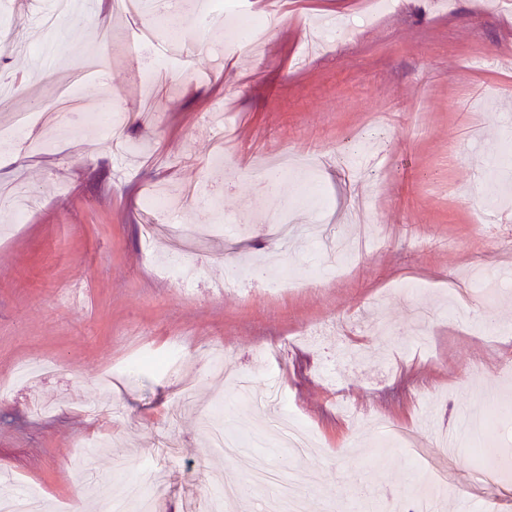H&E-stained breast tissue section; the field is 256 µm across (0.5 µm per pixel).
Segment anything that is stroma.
I'll use <instances>...</instances> for the list:
<instances>
[{
	"label": "stroma",
	"mask_w": 512,
	"mask_h": 512,
	"mask_svg": "<svg viewBox=\"0 0 512 512\" xmlns=\"http://www.w3.org/2000/svg\"><path fill=\"white\" fill-rule=\"evenodd\" d=\"M46 3L0 0L16 43L0 52V80L19 85L0 121L54 98L28 82L44 41L77 72L101 23L134 29L104 13L48 34ZM283 6L293 20L272 29L268 59L244 44L230 61L193 56L197 77H171L153 110L136 58L115 54L106 83L78 79L89 104L111 95L139 154L113 151L100 131L76 136V113L63 134L37 128L0 154V185H27L37 199L26 215L0 212L12 227L0 237V381L22 362L59 365L0 400V473L37 487L46 512H107L71 466L85 454L117 492V458L155 457L156 512L215 491L220 473L249 482L236 457L210 447L208 417L243 454L297 480L306 512H407L429 490L436 512H512V333H492L512 326V291L494 299L466 283L479 263L487 277H512V222L477 223L470 201L496 198L487 165L512 173L499 163L512 142V70L495 63L512 53V8L402 0L370 18L362 0ZM312 27L325 47L305 58ZM284 150L317 160L306 183L280 186L299 223L323 220L362 245L337 276L321 270L317 241L281 254L277 196L263 218L250 212L264 158ZM218 151L241 170L221 195L240 222L179 211V224L210 234L186 294L158 274L157 260L176 253L142 226L156 191L217 182ZM244 258L291 268L294 288L225 287ZM217 351L250 376L248 393L208 373ZM90 405L111 417L91 419ZM282 420L305 430L307 457L279 446Z\"/></svg>",
	"instance_id": "35a3bbf8"
}]
</instances>
